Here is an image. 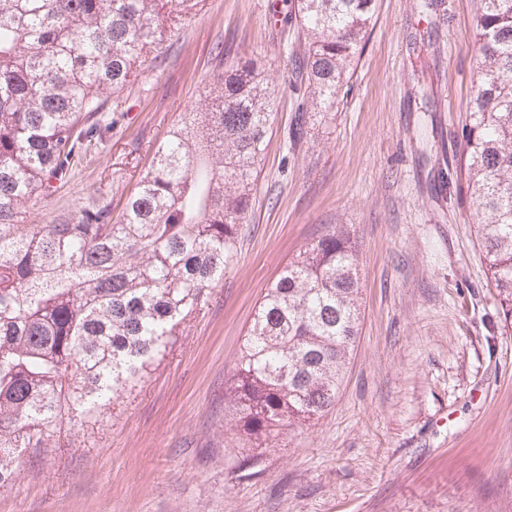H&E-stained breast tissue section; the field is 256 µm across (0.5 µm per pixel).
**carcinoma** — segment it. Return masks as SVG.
Instances as JSON below:
<instances>
[{"mask_svg": "<svg viewBox=\"0 0 512 512\" xmlns=\"http://www.w3.org/2000/svg\"><path fill=\"white\" fill-rule=\"evenodd\" d=\"M476 93L462 131L469 199L498 314L512 326V0H474ZM377 0H289L313 108L352 77ZM195 0H0V489L22 451L58 447L162 357L233 261L274 121L254 61L229 67L208 104L167 132L116 223L105 207L26 224L25 204L74 175L106 122L109 92L161 49ZM358 249L334 224L271 283L225 400L258 447L336 405L359 333Z\"/></svg>", "mask_w": 512, "mask_h": 512, "instance_id": "carcinoma-1", "label": "carcinoma"}]
</instances>
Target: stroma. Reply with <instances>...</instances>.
<instances>
[{"label":"stroma","mask_w":512,"mask_h":512,"mask_svg":"<svg viewBox=\"0 0 512 512\" xmlns=\"http://www.w3.org/2000/svg\"><path fill=\"white\" fill-rule=\"evenodd\" d=\"M377 0L329 112L289 82L295 26L265 0H199L127 88L73 179L29 224L120 215L156 146L214 73L260 61L276 100L234 261L145 381L73 447L22 454L0 512H512V329L500 321L468 201L450 199L474 93L473 0ZM345 224L358 241L360 329L335 407L258 448L224 392L266 289L301 247ZM257 459L242 476L243 458Z\"/></svg>","instance_id":"stroma-1"}]
</instances>
